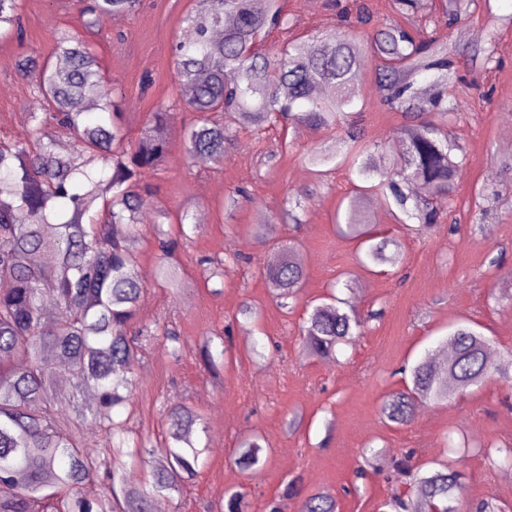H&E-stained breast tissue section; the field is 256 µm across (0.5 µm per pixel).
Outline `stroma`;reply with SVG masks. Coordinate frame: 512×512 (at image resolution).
<instances>
[{"mask_svg": "<svg viewBox=\"0 0 512 512\" xmlns=\"http://www.w3.org/2000/svg\"><path fill=\"white\" fill-rule=\"evenodd\" d=\"M194 4L142 0L136 12L90 31L81 0H20L23 40L0 39L1 139L23 136L38 107L29 81L16 70L17 60L50 55L60 31L87 35L94 43L109 87L126 100L130 138L138 137L157 106L176 112L167 133L168 167L148 184L170 215L188 206L206 221L180 244L184 290L178 295L156 282L153 226H142L139 255L147 290L138 318L173 325L182 345L175 355L160 343L148 346L131 369L133 398L124 414L134 435L160 446L167 436V410L187 404L205 416V441L220 438L221 447L209 450L198 475L167 498L168 512H219L225 489L241 485L248 491L247 512H268L273 504L278 512H299L302 494L321 491L335 498L337 512H392L390 501L408 490L394 463L410 449L414 466L456 465L461 502L512 512V480L505 478L512 464L501 455L512 448L511 384L493 378L448 402L426 404L406 426L379 415L383 400L404 388V368L438 351L457 323H477L497 357L512 354V178L498 166L507 157L502 143L512 140V0H491L490 8L473 10L464 22L480 35L494 33L500 66L481 73L458 68L472 84L453 127L464 147V165L442 208L440 229L408 233L396 208L383 201L371 212L376 231L396 239L405 256L399 270L385 272L357 266L355 242L336 231L338 207L354 189L352 174L340 169L319 177L302 161L305 148L334 140L333 132L297 135L277 127L258 139L244 134L221 164L186 153L181 131L195 115L185 106L171 47L183 36ZM282 6L294 17V38L337 23L332 0H283ZM492 13L502 19L494 31L488 25ZM359 88L367 138L385 144L397 136L403 117L380 110L371 74L362 76ZM238 189L247 198L225 216L224 200ZM296 191L306 196L301 221L277 225L276 235L295 246L307 277L298 302L286 311L263 275L270 251L255 234ZM486 191L499 195L488 211L481 198ZM229 252L242 255V263L223 278L203 282L200 259ZM343 273L357 275L358 283L342 291V298L368 322L363 335L341 348L337 361L327 362L306 350L299 327ZM246 302L261 318L255 331L234 330L221 378L213 380L203 368L200 341L233 325ZM255 335L269 339V358L259 364L246 351ZM295 414L302 424L288 428ZM251 428L262 434L266 449L257 469L245 474L235 460L240 437ZM490 443L496 452H486ZM292 480L301 495L288 492Z\"/></svg>", "mask_w": 512, "mask_h": 512, "instance_id": "stroma-1", "label": "stroma"}]
</instances>
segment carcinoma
<instances>
[{
    "label": "carcinoma",
    "instance_id": "obj_1",
    "mask_svg": "<svg viewBox=\"0 0 512 512\" xmlns=\"http://www.w3.org/2000/svg\"><path fill=\"white\" fill-rule=\"evenodd\" d=\"M481 1L489 5L391 0L392 12L411 27L392 19L364 38L359 28L371 23L373 12L359 3L345 10L343 24L269 48L264 40L270 32L291 28L280 0H196L186 37L174 47L178 81L193 89L187 105L196 113L184 130L187 154L221 162L238 131L259 133L279 124L338 132L342 148L315 144L303 161L319 176L344 165L356 170L363 184L349 198L338 233L359 241V267L400 266L399 243L370 231L364 200L388 192L408 231L422 236L437 226L439 207L462 173L450 127L470 88L455 75L447 39ZM139 5L93 0L85 14L96 27ZM10 36L24 38L19 0H0V38ZM464 57L474 73L490 69L496 63L493 38L471 44ZM367 68L379 106L404 117L401 148L393 155L368 147L362 125L346 121ZM17 70L30 80L40 111L30 113L23 138L0 141V512H154L157 498L197 476L207 454L203 416L190 406H173L162 460L139 479L128 472V459L143 456L144 444L126 439V421L118 419L132 402L129 370L147 344L161 339L172 344V353L180 350L169 325L137 322L145 292L137 242L148 208L158 239L155 278L180 292L176 245L161 229L170 216L146 189V178L167 168L165 129L174 113L158 108L137 139L127 141L126 100L104 87L97 51L78 35L58 34L49 57L26 56ZM429 73L430 94L424 96L419 78ZM68 135L78 137L79 147L63 154L56 139ZM276 223L260 225L259 240L282 254L265 277L286 308L299 299L306 274L291 258L293 246L274 237ZM115 224L125 225L124 236L111 234ZM238 260L235 252L201 260L206 280L224 278L226 266ZM363 325L333 296L312 307L301 327L303 343L311 355L331 361ZM230 339L229 326L203 338L207 370L224 360ZM446 347L452 352L447 363L424 357L410 368V384L381 404L384 420L407 426L422 404L462 395L490 375L512 379V358H490V340L467 323L448 333ZM59 371L70 378L67 391L55 386ZM86 391L95 393L88 405L81 402ZM85 422L101 433L105 465L64 431ZM264 442L256 430L243 434L242 469L259 465ZM411 459L405 453L396 470L411 478L413 499L399 497L394 506L461 512L460 471L442 464L415 472ZM95 478L107 485L106 494H83L84 483ZM300 512H336V501L311 493Z\"/></svg>",
    "mask_w": 512,
    "mask_h": 512
}]
</instances>
